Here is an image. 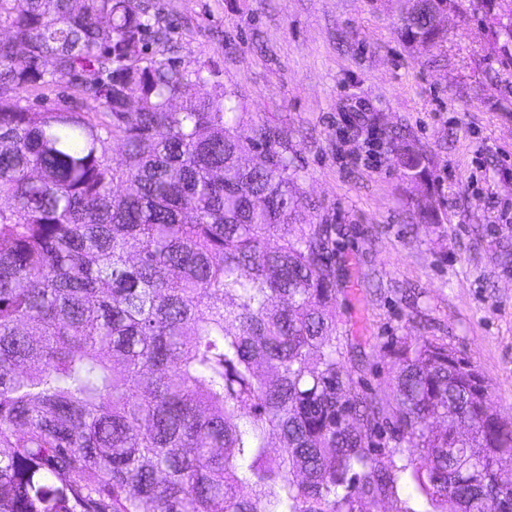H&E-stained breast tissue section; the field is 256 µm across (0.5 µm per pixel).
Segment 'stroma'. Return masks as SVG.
Here are the masks:
<instances>
[{
  "instance_id": "obj_1",
  "label": "stroma",
  "mask_w": 512,
  "mask_h": 512,
  "mask_svg": "<svg viewBox=\"0 0 512 512\" xmlns=\"http://www.w3.org/2000/svg\"><path fill=\"white\" fill-rule=\"evenodd\" d=\"M172 56L216 70L252 125L279 129L312 201L339 230L340 336L364 346L360 386L393 369L392 341L432 336L488 376L512 414V274L489 233L512 212V65L481 13L449 14L425 49L399 32L398 0H154ZM407 145L430 180L403 177ZM429 197L440 221L415 220Z\"/></svg>"
}]
</instances>
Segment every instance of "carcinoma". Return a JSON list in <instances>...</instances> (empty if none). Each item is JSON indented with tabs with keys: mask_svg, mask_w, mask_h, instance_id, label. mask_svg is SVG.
<instances>
[{
	"mask_svg": "<svg viewBox=\"0 0 512 512\" xmlns=\"http://www.w3.org/2000/svg\"><path fill=\"white\" fill-rule=\"evenodd\" d=\"M398 2L402 38L446 41L448 0ZM0 26V512H512L488 378L418 336L354 389L337 228L213 70L147 52L149 0H0ZM71 74L68 106L21 104Z\"/></svg>",
	"mask_w": 512,
	"mask_h": 512,
	"instance_id": "obj_1",
	"label": "carcinoma"
}]
</instances>
